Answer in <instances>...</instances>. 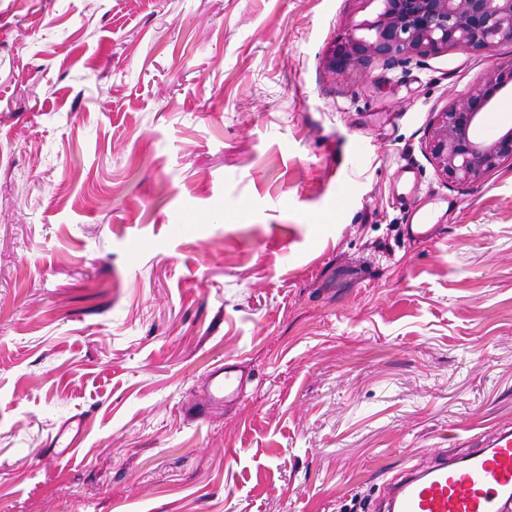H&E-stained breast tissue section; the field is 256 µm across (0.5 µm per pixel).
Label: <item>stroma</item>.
<instances>
[{"label":"stroma","mask_w":512,"mask_h":512,"mask_svg":"<svg viewBox=\"0 0 512 512\" xmlns=\"http://www.w3.org/2000/svg\"><path fill=\"white\" fill-rule=\"evenodd\" d=\"M352 8L0 0V512H383L512 423V167L425 149L512 45L347 84ZM226 361L246 394L203 411ZM433 222L431 210L416 212L411 218V223L405 224L406 236L413 241L433 242L438 236V224ZM84 428V418L72 417L58 430L53 447L62 448L60 454L67 457L73 448L79 447L80 436Z\"/></svg>","instance_id":"1"}]
</instances>
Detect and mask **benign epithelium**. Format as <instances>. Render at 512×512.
Wrapping results in <instances>:
<instances>
[{
	"mask_svg": "<svg viewBox=\"0 0 512 512\" xmlns=\"http://www.w3.org/2000/svg\"><path fill=\"white\" fill-rule=\"evenodd\" d=\"M354 16L325 52L326 70L353 81L367 68L386 69L448 49L484 52L512 45V0H351ZM512 93V68L491 67L465 98L435 113L426 152L451 185H472L512 163V125L482 133L487 111Z\"/></svg>",
	"mask_w": 512,
	"mask_h": 512,
	"instance_id": "obj_1",
	"label": "benign epithelium"
}]
</instances>
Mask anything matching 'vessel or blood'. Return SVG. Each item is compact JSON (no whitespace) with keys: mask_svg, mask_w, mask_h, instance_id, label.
Listing matches in <instances>:
<instances>
[{"mask_svg":"<svg viewBox=\"0 0 512 512\" xmlns=\"http://www.w3.org/2000/svg\"><path fill=\"white\" fill-rule=\"evenodd\" d=\"M408 238L431 242L437 237L432 211L415 213L405 226ZM206 408L241 401L246 381L237 365L225 362L206 376ZM84 420L72 417L58 430L55 447L69 455L78 447ZM512 506V427L477 437L466 453L436 455L422 469H410L392 488L389 512H506Z\"/></svg>","mask_w":512,"mask_h":512,"instance_id":"b4317fda","label":"vessel or blood"}]
</instances>
